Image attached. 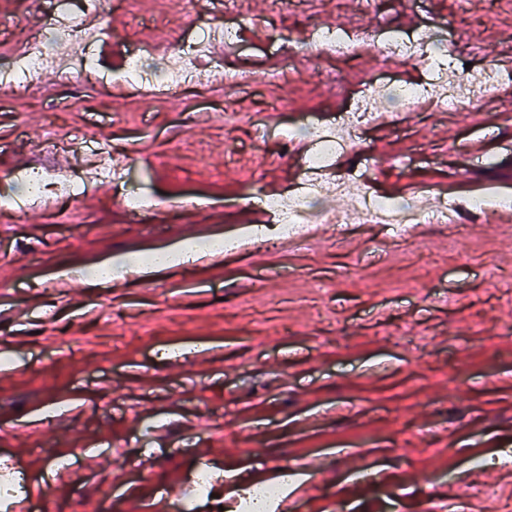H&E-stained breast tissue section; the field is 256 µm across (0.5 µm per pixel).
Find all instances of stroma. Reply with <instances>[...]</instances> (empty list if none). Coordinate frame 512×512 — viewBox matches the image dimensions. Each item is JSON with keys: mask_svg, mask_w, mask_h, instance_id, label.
I'll return each instance as SVG.
<instances>
[{"mask_svg": "<svg viewBox=\"0 0 512 512\" xmlns=\"http://www.w3.org/2000/svg\"><path fill=\"white\" fill-rule=\"evenodd\" d=\"M99 19L107 60L128 40L170 57L204 25L256 27L224 58L245 89L194 87L148 104L141 88L56 70L35 94L0 93V192L71 127L129 157L125 185L55 207L0 209V485L32 512H219L250 484L295 469L293 512H512V229L494 212L426 224L403 244L376 225L326 227L290 250L248 247L90 286L59 279L188 237L249 225L239 206L298 170L284 126L333 120L371 77L405 84L431 58L384 53L398 31L455 41L460 61L501 73L465 109L399 115L360 132L353 162L391 200L512 196V0L468 20L466 0H139ZM45 0H0V59L48 23ZM362 31L352 56L287 61L311 27ZM196 202L133 217L123 192ZM56 451L55 458L45 449ZM212 473L209 496L189 483ZM375 481H358V471Z\"/></svg>", "mask_w": 512, "mask_h": 512, "instance_id": "35a3bbf8", "label": "stroma"}]
</instances>
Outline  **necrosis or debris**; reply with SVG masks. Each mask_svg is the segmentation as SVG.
I'll list each match as a JSON object with an SVG mask.
<instances>
[{
    "label": "necrosis or debris",
    "instance_id": "4bbe7bcc",
    "mask_svg": "<svg viewBox=\"0 0 512 512\" xmlns=\"http://www.w3.org/2000/svg\"><path fill=\"white\" fill-rule=\"evenodd\" d=\"M103 5L104 0H66L65 8L54 20L51 29L36 28L28 32L25 37L26 52L0 60V89L37 92L41 73L59 67L63 55L70 52L74 53L78 67H93L90 52L96 48L99 40L89 35L85 19L100 14ZM233 38L232 31L227 27L214 26L189 49L180 51L167 81L170 93L178 94L186 83L207 74L220 78L223 86H236V79L225 76L221 60H213L207 66L202 63L211 44L229 42ZM495 81L496 73L492 70L477 72L472 78H459L441 72L435 79L406 86L399 96V105L407 113L419 111L427 105L444 111L462 108ZM378 119L371 94L362 93L354 97L349 109L343 111L336 121L308 126L305 133L310 150L303 162L299 187L262 196V207L271 222L252 229L250 239L268 247L285 239H303L305 227L309 224H333L343 228L351 224L374 223L394 225L393 238L402 243L413 237L417 225L427 223L431 218L447 221L452 211L478 215L512 208L510 201L484 195L463 201L440 200L433 215L428 216L414 204L392 203L374 194L366 174L361 171L351 169L337 177H330L329 172L340 155L353 148L358 131L377 124ZM327 194L344 198V207L335 211L314 208L315 199Z\"/></svg>",
    "mask_w": 512,
    "mask_h": 512
}]
</instances>
